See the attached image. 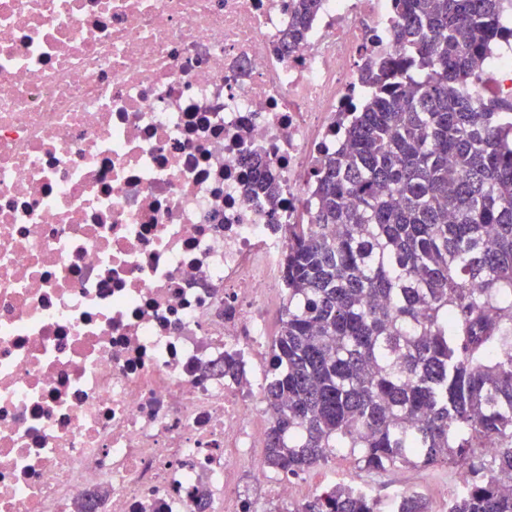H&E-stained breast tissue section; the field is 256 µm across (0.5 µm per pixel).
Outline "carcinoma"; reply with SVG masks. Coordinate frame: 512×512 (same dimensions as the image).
<instances>
[{
    "label": "carcinoma",
    "instance_id": "1",
    "mask_svg": "<svg viewBox=\"0 0 512 512\" xmlns=\"http://www.w3.org/2000/svg\"><path fill=\"white\" fill-rule=\"evenodd\" d=\"M396 42L288 225V303L271 344L265 464L337 452L384 473L462 469L447 512H512V99L465 92L512 40V0H393ZM320 0H294L293 50ZM292 512H381L337 484ZM390 512H430L404 491Z\"/></svg>",
    "mask_w": 512,
    "mask_h": 512
}]
</instances>
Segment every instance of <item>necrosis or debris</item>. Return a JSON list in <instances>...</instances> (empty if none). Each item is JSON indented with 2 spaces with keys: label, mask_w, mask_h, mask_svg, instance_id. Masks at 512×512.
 Here are the masks:
<instances>
[{
  "label": "necrosis or debris",
  "mask_w": 512,
  "mask_h": 512,
  "mask_svg": "<svg viewBox=\"0 0 512 512\" xmlns=\"http://www.w3.org/2000/svg\"><path fill=\"white\" fill-rule=\"evenodd\" d=\"M291 20L289 0H0V512L316 492L259 460L265 310L285 225L398 46L392 0H321L286 54ZM493 58L475 103L512 98Z\"/></svg>",
  "instance_id": "1"
}]
</instances>
